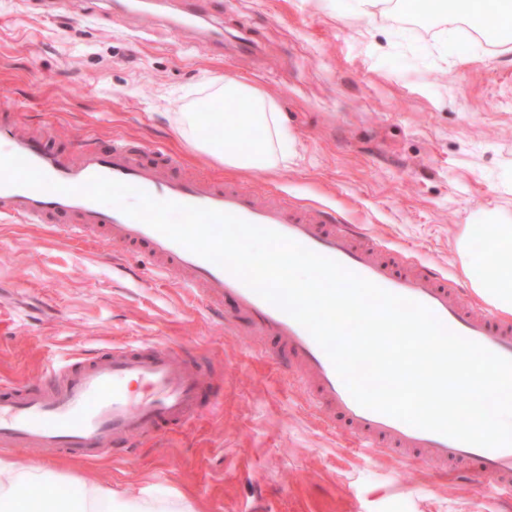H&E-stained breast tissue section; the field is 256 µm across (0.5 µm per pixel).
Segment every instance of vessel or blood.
<instances>
[{
    "instance_id": "1",
    "label": "vessel or blood",
    "mask_w": 512,
    "mask_h": 512,
    "mask_svg": "<svg viewBox=\"0 0 512 512\" xmlns=\"http://www.w3.org/2000/svg\"><path fill=\"white\" fill-rule=\"evenodd\" d=\"M0 154L23 157L72 194L0 185V217L23 224L57 226L104 248L120 246L144 256L155 274L195 294L208 310L231 308L266 354L289 360L309 403L329 425H341L359 448L396 462L432 463L474 475L512 491V446L494 449L421 430L360 406L311 334L240 279L113 206L76 195L95 176L130 184L157 200L214 209L268 229L331 258L381 288L427 306L450 330L512 359V318L469 301L438 271L420 263L398 264L391 250L351 224L333 223L329 212L288 203H264L227 181L175 175L180 162L159 152L147 164L122 138L73 150L53 148L34 133L0 122ZM56 384L0 385V446L65 448L90 460L109 444L133 445L165 429L184 427L215 408L214 381L188 368L180 349L162 342L127 344L70 359L54 368Z\"/></svg>"
}]
</instances>
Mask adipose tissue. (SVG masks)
I'll list each match as a JSON object with an SVG mask.
<instances>
[{
    "label": "adipose tissue",
    "mask_w": 512,
    "mask_h": 512,
    "mask_svg": "<svg viewBox=\"0 0 512 512\" xmlns=\"http://www.w3.org/2000/svg\"><path fill=\"white\" fill-rule=\"evenodd\" d=\"M210 99L228 104L227 112H206L191 106L179 113L177 131L198 152L214 157L225 166L263 172L292 162L294 141L285 128L279 106L257 86L227 79L214 82ZM224 129L217 137L216 129ZM480 238L486 252L474 257L471 238ZM461 270L470 288L500 312L512 314V213L478 210L456 240ZM0 512H196L187 497L165 488L149 497L125 496L95 484L82 485L69 497H34L31 486L52 481L49 471L39 466L18 467L0 460Z\"/></svg>",
    "instance_id": "ef3b65f1"
}]
</instances>
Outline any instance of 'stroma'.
<instances>
[{
    "instance_id": "1",
    "label": "stroma",
    "mask_w": 512,
    "mask_h": 512,
    "mask_svg": "<svg viewBox=\"0 0 512 512\" xmlns=\"http://www.w3.org/2000/svg\"><path fill=\"white\" fill-rule=\"evenodd\" d=\"M177 7L164 0L137 15L105 2L91 13L82 0H53L46 12L0 0V114L44 125L54 147L119 136L179 154L183 174L325 207L463 283L464 224L480 208L512 211V51H463L466 6L358 18L337 0H211L226 39L261 46L231 57L170 26ZM224 77L279 102L292 164L240 171L178 136L176 113ZM145 341L180 345L221 374V408L94 462L0 447L1 459L55 474L30 495L94 483L130 495L163 486L198 512H512V497L475 481L359 454L242 325L155 276L144 257L0 221V381L51 383V362Z\"/></svg>"
}]
</instances>
